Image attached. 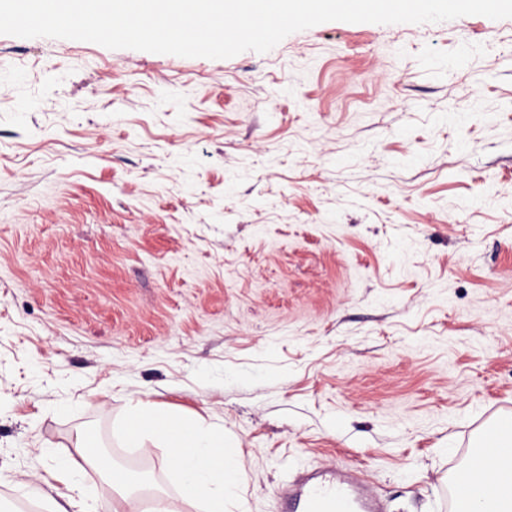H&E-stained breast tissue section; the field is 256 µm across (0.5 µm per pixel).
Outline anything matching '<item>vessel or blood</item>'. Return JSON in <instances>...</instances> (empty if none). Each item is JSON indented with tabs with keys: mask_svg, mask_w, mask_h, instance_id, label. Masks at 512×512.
I'll list each match as a JSON object with an SVG mask.
<instances>
[{
	"mask_svg": "<svg viewBox=\"0 0 512 512\" xmlns=\"http://www.w3.org/2000/svg\"><path fill=\"white\" fill-rule=\"evenodd\" d=\"M278 495L282 512H382L353 470L306 472Z\"/></svg>",
	"mask_w": 512,
	"mask_h": 512,
	"instance_id": "b4317fda",
	"label": "vessel or blood"
}]
</instances>
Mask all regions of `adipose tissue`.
<instances>
[{
    "instance_id": "obj_1",
    "label": "adipose tissue",
    "mask_w": 512,
    "mask_h": 512,
    "mask_svg": "<svg viewBox=\"0 0 512 512\" xmlns=\"http://www.w3.org/2000/svg\"><path fill=\"white\" fill-rule=\"evenodd\" d=\"M136 419L127 431L128 445L138 448L142 435H161L169 450L171 475L184 502L196 512H227L238 489L236 462L224 444L207 429L188 427L182 420L161 415L155 405L137 400ZM470 485L486 489L494 512H512V440L477 456L465 472Z\"/></svg>"
}]
</instances>
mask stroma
<instances>
[{"instance_id":"obj_1","label":"stroma","mask_w":512,"mask_h":512,"mask_svg":"<svg viewBox=\"0 0 512 512\" xmlns=\"http://www.w3.org/2000/svg\"><path fill=\"white\" fill-rule=\"evenodd\" d=\"M147 400L247 512L361 470L451 512L512 425V18L326 22L184 58L0 34V512L99 445L180 502Z\"/></svg>"}]
</instances>
